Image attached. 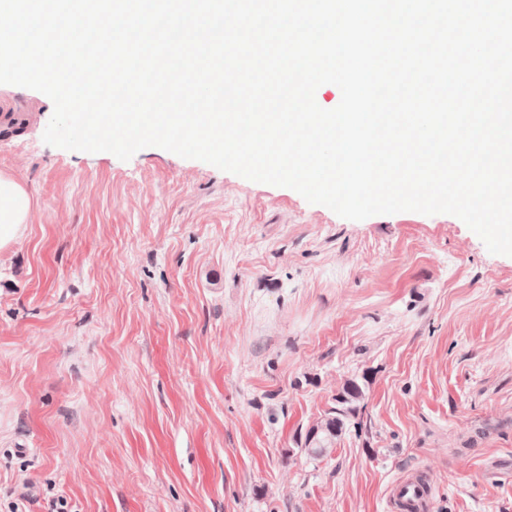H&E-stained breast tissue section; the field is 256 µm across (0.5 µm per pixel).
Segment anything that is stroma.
Here are the masks:
<instances>
[{
    "label": "stroma",
    "mask_w": 512,
    "mask_h": 512,
    "mask_svg": "<svg viewBox=\"0 0 512 512\" xmlns=\"http://www.w3.org/2000/svg\"><path fill=\"white\" fill-rule=\"evenodd\" d=\"M0 512H512V256L456 216L352 221L159 147L47 145L0 84ZM365 386L330 455L296 442ZM31 209L25 187L0 173V248L13 242L27 223ZM391 497L395 505V510L400 512L401 501L411 502L420 505V510H430V494L415 483L407 480L398 481L391 487Z\"/></svg>",
    "instance_id": "35a3bbf8"
}]
</instances>
